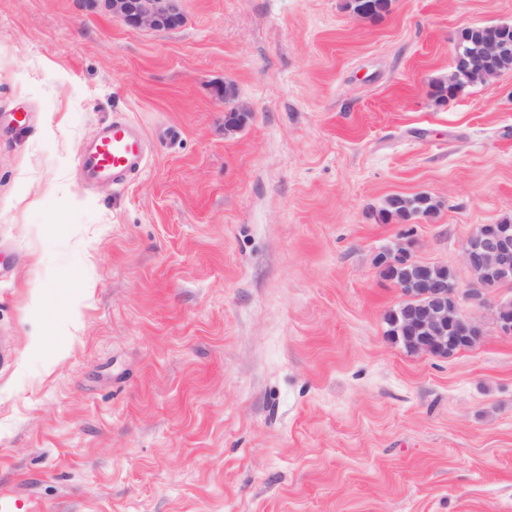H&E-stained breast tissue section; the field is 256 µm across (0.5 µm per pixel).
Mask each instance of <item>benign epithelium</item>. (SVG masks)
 <instances>
[{
    "mask_svg": "<svg viewBox=\"0 0 512 512\" xmlns=\"http://www.w3.org/2000/svg\"><path fill=\"white\" fill-rule=\"evenodd\" d=\"M180 0H108L112 14L126 24L152 29L173 28L183 21ZM502 37L473 48L466 40L456 41L453 71L447 77L448 86H460L464 69L476 67L484 80L501 74L500 64L512 56V24H501ZM463 259L470 271L483 270L490 275L507 277L512 272V226L482 224L468 240ZM376 261L384 266L411 267L410 280L424 301L402 310V326L420 332L413 337L416 350L440 357L448 350V342L461 341L465 347H474L484 336L482 326L468 317L462 302L480 300L482 289L471 288L461 294L448 292L433 273V265L413 258L401 244L388 246L378 254ZM496 325L512 334V299L496 304Z\"/></svg>",
    "mask_w": 512,
    "mask_h": 512,
    "instance_id": "obj_1",
    "label": "benign epithelium"
}]
</instances>
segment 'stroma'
<instances>
[{"mask_svg":"<svg viewBox=\"0 0 512 512\" xmlns=\"http://www.w3.org/2000/svg\"><path fill=\"white\" fill-rule=\"evenodd\" d=\"M0 0V493L30 512H512V335L386 336L385 246L450 268L512 219V71L446 105L460 29L512 0ZM232 87L234 100L221 93ZM246 111L225 126L228 106ZM25 123H18L19 114ZM118 116L123 185L77 153ZM439 201L384 223L392 194ZM180 0H108L112 14L126 24L152 29L173 28L183 21ZM391 2V0H345V9L352 14H359L370 3L371 16L369 21L376 22L383 19L390 12ZM143 165L142 143L131 123L123 118L112 120L78 152V171L88 182L110 180L123 184Z\"/></svg>","mask_w":512,"mask_h":512,"instance_id":"stroma-1","label":"stroma"}]
</instances>
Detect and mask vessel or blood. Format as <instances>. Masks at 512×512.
Instances as JSON below:
<instances>
[{"mask_svg":"<svg viewBox=\"0 0 512 512\" xmlns=\"http://www.w3.org/2000/svg\"><path fill=\"white\" fill-rule=\"evenodd\" d=\"M142 165V143L122 118L103 127L78 152V171L89 182L109 180L119 185L135 176Z\"/></svg>","mask_w":512,"mask_h":512,"instance_id":"1","label":"vessel or blood"}]
</instances>
